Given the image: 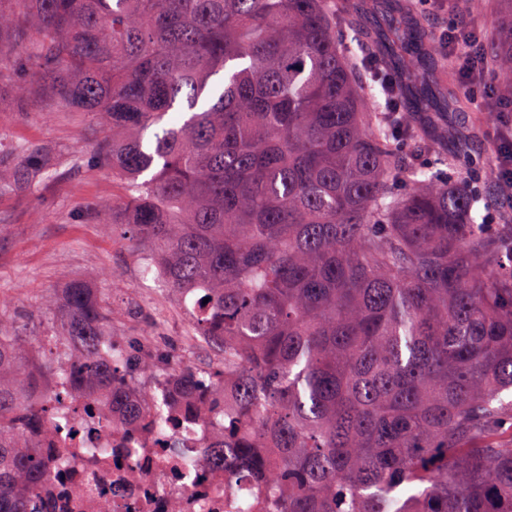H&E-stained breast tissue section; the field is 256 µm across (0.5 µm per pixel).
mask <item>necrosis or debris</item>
I'll use <instances>...</instances> for the list:
<instances>
[{
    "instance_id": "4bbe7bcc",
    "label": "necrosis or debris",
    "mask_w": 512,
    "mask_h": 512,
    "mask_svg": "<svg viewBox=\"0 0 512 512\" xmlns=\"http://www.w3.org/2000/svg\"><path fill=\"white\" fill-rule=\"evenodd\" d=\"M154 438L143 422L88 436L87 447L109 454L94 478L74 459L76 512H241L240 498L224 487L223 471L209 468L199 449H182L175 460Z\"/></svg>"
}]
</instances>
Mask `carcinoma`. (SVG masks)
I'll return each mask as SVG.
<instances>
[{"mask_svg": "<svg viewBox=\"0 0 512 512\" xmlns=\"http://www.w3.org/2000/svg\"><path fill=\"white\" fill-rule=\"evenodd\" d=\"M366 9L384 33L332 0H0V61L107 128L87 162L125 187L112 224L215 353L116 345L118 312L80 282L50 335L0 305V512L56 507L42 434L67 433L69 468L113 427L99 395L178 452L167 431L198 417L136 399L170 379L191 404L228 391L204 461L271 476L272 512H512V238L476 208L495 202L461 165L469 140L440 146L463 100L418 0ZM391 74L380 111L365 84L386 97Z\"/></svg>", "mask_w": 512, "mask_h": 512, "instance_id": "1", "label": "carcinoma"}]
</instances>
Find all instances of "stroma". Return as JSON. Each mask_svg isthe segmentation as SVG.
Masks as SVG:
<instances>
[{
  "instance_id": "1",
  "label": "stroma",
  "mask_w": 512,
  "mask_h": 512,
  "mask_svg": "<svg viewBox=\"0 0 512 512\" xmlns=\"http://www.w3.org/2000/svg\"><path fill=\"white\" fill-rule=\"evenodd\" d=\"M438 12L487 42L498 30V0H483L476 11L457 5ZM16 79L13 67H0V303L27 332L43 334L50 328L47 302L62 301L79 281L120 311L112 329L116 342L149 335L160 348L213 363L208 348H188L191 322L181 302L143 280V247L124 240L110 223L124 189L111 172L82 162L100 142L99 120L58 111L45 96L17 104ZM447 126L469 138L473 157L489 162L497 131L493 112H452ZM30 155L55 167V177L36 176L29 188L12 189Z\"/></svg>"
}]
</instances>
